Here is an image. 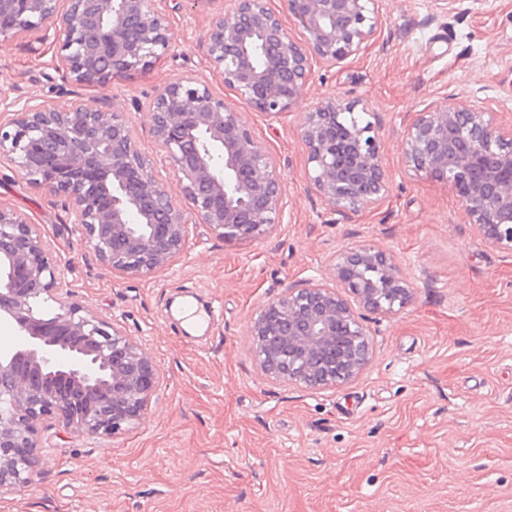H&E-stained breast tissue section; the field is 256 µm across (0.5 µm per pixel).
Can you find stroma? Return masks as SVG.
Returning a JSON list of instances; mask_svg holds the SVG:
<instances>
[{"instance_id":"obj_1","label":"stroma","mask_w":512,"mask_h":512,"mask_svg":"<svg viewBox=\"0 0 512 512\" xmlns=\"http://www.w3.org/2000/svg\"><path fill=\"white\" fill-rule=\"evenodd\" d=\"M225 0H167L171 51L101 87L73 88L41 33L0 41V91L66 105L71 93L125 113L167 186L149 103L192 74L244 112L286 180L282 224L230 240L189 227L183 253L144 277L112 273L47 189L0 165V205L41 225L74 299L140 340L165 373L143 421L104 439L49 430L44 464L0 512H512V253L490 248L447 184L408 171L402 136L450 99L512 119V0H377L381 24L356 55L315 66L291 112L269 120L206 61ZM359 102L376 124L387 197L336 212L304 177L298 137L324 97ZM371 243L394 254L414 300L366 314L374 355L325 392L272 382L250 350L255 313L285 288L332 282L336 254ZM211 311L188 337L170 309Z\"/></svg>"}]
</instances>
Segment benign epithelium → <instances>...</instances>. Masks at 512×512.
<instances>
[{"label": "benign epithelium", "instance_id": "7a95c632", "mask_svg": "<svg viewBox=\"0 0 512 512\" xmlns=\"http://www.w3.org/2000/svg\"><path fill=\"white\" fill-rule=\"evenodd\" d=\"M166 0H0V37L42 31L55 67L75 86L136 72L171 47ZM213 15L206 56L252 108L272 120L292 109L314 66L360 50L381 23L376 0H285L291 35L267 0H229ZM261 58L256 63L255 58ZM357 104L328 97L305 113L306 177L334 211L357 213L388 192L375 124L347 120ZM152 133L177 177L155 175L129 119L84 100L62 107L0 96V164L61 198L100 262L143 277L184 251L188 226L226 239L259 238L282 223L285 185L244 113L185 76L151 107ZM411 170L441 178L486 243L512 253V122L480 107L438 102L407 127ZM335 284L286 288L251 322V351L267 377L321 391L356 379L372 359L353 307L390 315L413 299L394 255L371 244L336 255ZM51 301L55 309L40 310ZM0 493L21 494L43 463L42 432L62 424L89 438L140 424L164 373L135 338L71 300L40 225L0 205Z\"/></svg>", "mask_w": 512, "mask_h": 512}]
</instances>
